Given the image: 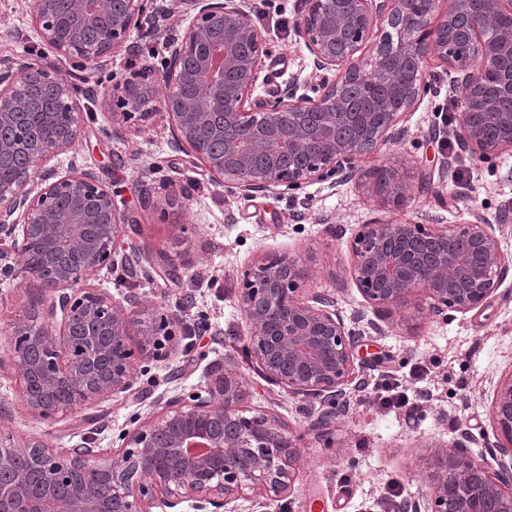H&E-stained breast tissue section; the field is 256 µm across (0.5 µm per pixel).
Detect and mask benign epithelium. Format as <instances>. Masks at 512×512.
<instances>
[{"label": "benign epithelium", "instance_id": "obj_1", "mask_svg": "<svg viewBox=\"0 0 512 512\" xmlns=\"http://www.w3.org/2000/svg\"><path fill=\"white\" fill-rule=\"evenodd\" d=\"M196 13L183 35L167 43L165 69L144 64L116 86L112 118L147 117L162 102L175 147L188 148L209 176L229 192L299 189L310 182L334 186L355 173L357 159L400 139L403 123L427 84L422 63L440 61L459 98V148L476 161L512 152V0H451L426 32L437 0H304L294 32L322 74L311 93L290 81L280 93L255 94L265 36L251 22L246 0H192ZM35 0L34 30L55 59L105 61L128 44L133 31L156 23L153 0ZM380 31L374 42L365 35ZM385 63L372 125L346 89L363 76L359 59ZM172 88L158 99L159 85ZM80 106L54 59L19 73L0 68V158L17 154L29 165L0 186V276L39 284V305L50 323L31 330L13 325L7 336L35 348L20 363L15 346L0 353V371L14 367L24 406L50 419L81 403L130 391L135 364L167 359L173 349L177 307L134 296L122 300L79 284L114 262L131 223L112 189L92 170L59 172L55 159L81 137ZM367 190L379 207L400 209L413 200L403 169L378 166ZM478 213L454 228L375 220L352 239L351 276L367 309L381 319L414 309L446 317L480 308L507 278L512 264L498 224ZM306 262L265 256L241 292L250 323L247 349L268 377L293 393L320 397L327 408L311 430L331 443V430L349 405V387L361 386L355 354L361 333L348 327L336 297L316 291L302 298ZM206 387L168 398L161 409L119 435L120 452L107 455L80 445L59 458L41 438L18 451L0 439V512H271L293 493L305 434L245 405L246 387L215 363ZM490 456L468 450L461 429L453 446L429 444L417 465V490L397 512H512V374L491 399ZM61 462L56 482L42 486L14 460Z\"/></svg>", "mask_w": 512, "mask_h": 512}]
</instances>
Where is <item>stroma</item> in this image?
I'll use <instances>...</instances> for the list:
<instances>
[{"mask_svg": "<svg viewBox=\"0 0 512 512\" xmlns=\"http://www.w3.org/2000/svg\"><path fill=\"white\" fill-rule=\"evenodd\" d=\"M34 2L0 0V67L43 62L48 48L32 26ZM156 5L159 20L132 34L133 52L94 68H77L69 60L58 67L78 88L82 113V138L69 161L95 170L136 214L125 239L142 257L165 252L176 263L163 275L132 277L118 262L88 285L117 299L134 295L158 306H183L182 320L173 328L176 350L164 365L152 362L138 372L133 391L51 421L22 406L17 372L0 374V435L17 447L38 436L58 453L83 443L115 452L119 433L134 418H146L177 392L204 386L215 360L244 380L248 406L292 429L306 428L319 411V399L285 391L247 352L250 324L240 302L242 281L266 254L308 260L312 277L306 290L334 293L349 325L363 304L350 275V242L372 220L451 226L476 213L490 219L502 215L501 244L512 255V154L476 162L460 151L458 101L437 60L423 65L431 91L409 115L406 135L360 158L357 176L334 187L310 183L280 195L230 193L215 185L187 150L173 147L163 110L113 122L115 84L132 78L140 64H159L165 42L182 34L193 15L190 0H156ZM247 5L271 51L261 93L284 90L293 79L313 81L308 53L294 35L302 0H247ZM382 165L402 167L412 183L426 180L430 186L401 211L381 210L364 184L367 172ZM144 186L159 200L176 192L183 208L164 212L141 206ZM39 294L32 281L0 279V327L28 320ZM360 345L368 362L366 388L352 391L336 421L332 447L312 436L305 441L295 492L274 512H392L385 497L390 484L400 483L407 493L416 489L417 446L452 442L461 428L476 436L490 430L493 388L512 374V273L478 310L415 324L396 317L384 322L382 333L365 331ZM387 379L403 384L408 405L390 411L373 404L370 387Z\"/></svg>", "mask_w": 512, "mask_h": 512, "instance_id": "stroma-1", "label": "stroma"}]
</instances>
